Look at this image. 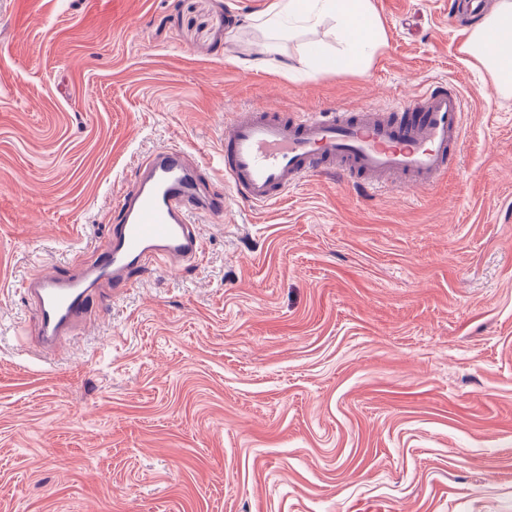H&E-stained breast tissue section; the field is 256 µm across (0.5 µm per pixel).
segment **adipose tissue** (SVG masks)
Instances as JSON below:
<instances>
[{
    "instance_id": "obj_1",
    "label": "adipose tissue",
    "mask_w": 512,
    "mask_h": 512,
    "mask_svg": "<svg viewBox=\"0 0 512 512\" xmlns=\"http://www.w3.org/2000/svg\"><path fill=\"white\" fill-rule=\"evenodd\" d=\"M263 16L266 24L285 34L297 22L314 28L332 19L342 50L329 53L311 46L302 57L307 67L322 73L365 68L381 42L371 0H270ZM493 32L503 36L507 49L491 48L488 37ZM460 50L488 72L497 92L511 94L512 0H498L495 11L466 35Z\"/></svg>"
}]
</instances>
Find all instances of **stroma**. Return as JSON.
Listing matches in <instances>:
<instances>
[{"label":"stroma","mask_w":512,"mask_h":512,"mask_svg":"<svg viewBox=\"0 0 512 512\" xmlns=\"http://www.w3.org/2000/svg\"><path fill=\"white\" fill-rule=\"evenodd\" d=\"M269 0H0V512H512V96L452 0H372L361 71L276 51ZM466 106L457 170L368 195L314 176L199 218L184 270L101 287L59 353L18 284L90 265L139 160L187 147L224 191L257 107Z\"/></svg>","instance_id":"1"}]
</instances>
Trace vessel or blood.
Wrapping results in <instances>:
<instances>
[{"label": "vessel or blood", "mask_w": 512, "mask_h": 512, "mask_svg": "<svg viewBox=\"0 0 512 512\" xmlns=\"http://www.w3.org/2000/svg\"><path fill=\"white\" fill-rule=\"evenodd\" d=\"M464 123L461 92L441 82L426 84L396 112L372 106L291 116L269 108L238 112L224 129L226 197L206 187L187 151L155 150L117 204L119 221L94 264L66 273L47 263L23 282L42 351L54 353L86 323L100 282L119 295L132 285L131 269L195 261L203 250L196 218L223 215L229 198L264 205L314 175H333L367 192L394 179L431 189L456 169Z\"/></svg>", "instance_id": "1"}]
</instances>
